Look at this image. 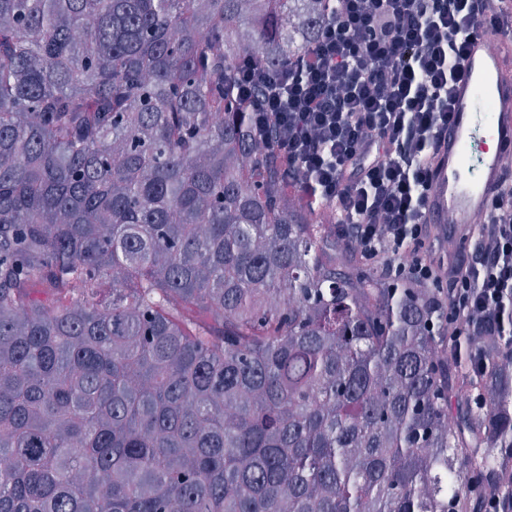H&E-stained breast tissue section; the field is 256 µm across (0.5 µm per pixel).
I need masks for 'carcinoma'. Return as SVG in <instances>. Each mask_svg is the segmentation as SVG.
<instances>
[{
	"mask_svg": "<svg viewBox=\"0 0 512 512\" xmlns=\"http://www.w3.org/2000/svg\"><path fill=\"white\" fill-rule=\"evenodd\" d=\"M328 0H0V512H483L512 346L336 234L231 92ZM255 40L263 52H249Z\"/></svg>",
	"mask_w": 512,
	"mask_h": 512,
	"instance_id": "1",
	"label": "carcinoma"
}]
</instances>
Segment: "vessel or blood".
Returning a JSON list of instances; mask_svg holds the SVG:
<instances>
[{
  "label": "vessel or blood",
  "mask_w": 512,
  "mask_h": 512,
  "mask_svg": "<svg viewBox=\"0 0 512 512\" xmlns=\"http://www.w3.org/2000/svg\"><path fill=\"white\" fill-rule=\"evenodd\" d=\"M491 113H484V106ZM512 169V41L493 36L469 39L458 64L448 138L437 149L435 176L428 194L431 223L456 222L449 234L472 240L491 196Z\"/></svg>",
  "instance_id": "1"
}]
</instances>
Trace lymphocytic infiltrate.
<instances>
[{
	"label": "lymphocytic infiltrate",
	"mask_w": 512,
	"mask_h": 512,
	"mask_svg": "<svg viewBox=\"0 0 512 512\" xmlns=\"http://www.w3.org/2000/svg\"><path fill=\"white\" fill-rule=\"evenodd\" d=\"M512 37L493 0H336L298 63L236 70V99L309 204L331 203L338 234L391 278L439 290L451 340H512V185L491 200L454 264L428 258L432 159L447 138L452 82L480 29Z\"/></svg>",
	"instance_id": "f902f5d3"
}]
</instances>
